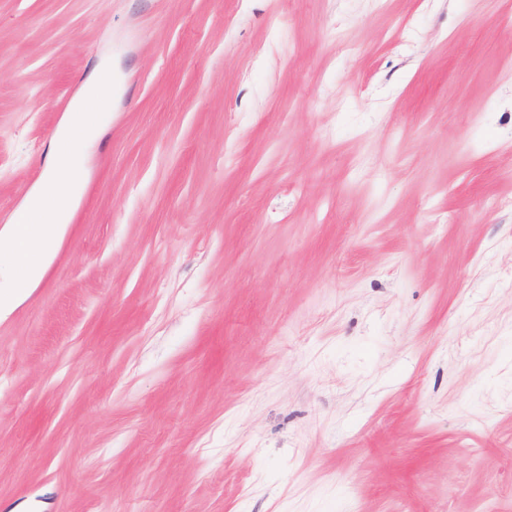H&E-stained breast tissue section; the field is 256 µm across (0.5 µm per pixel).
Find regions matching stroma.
Segmentation results:
<instances>
[{
	"instance_id": "35a3bbf8",
	"label": "stroma",
	"mask_w": 512,
	"mask_h": 512,
	"mask_svg": "<svg viewBox=\"0 0 512 512\" xmlns=\"http://www.w3.org/2000/svg\"><path fill=\"white\" fill-rule=\"evenodd\" d=\"M0 512H512V0H0ZM108 81L112 82V72L100 69L85 82L56 132L42 187L27 197L3 237L0 231V317L11 312L24 291L42 278L51 250L68 224L82 174L84 142L92 131L88 113L111 104L102 90ZM78 135L84 138L78 140Z\"/></svg>"
}]
</instances>
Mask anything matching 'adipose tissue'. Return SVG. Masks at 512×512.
<instances>
[{
	"mask_svg": "<svg viewBox=\"0 0 512 512\" xmlns=\"http://www.w3.org/2000/svg\"><path fill=\"white\" fill-rule=\"evenodd\" d=\"M111 79V71L102 69L85 82L56 133L54 155L41 188L27 197L6 234L0 236V315L11 312L25 287L42 278L51 250L66 228L82 174L83 139L91 132L88 114L110 105L102 87Z\"/></svg>",
	"mask_w": 512,
	"mask_h": 512,
	"instance_id": "1",
	"label": "adipose tissue"
}]
</instances>
